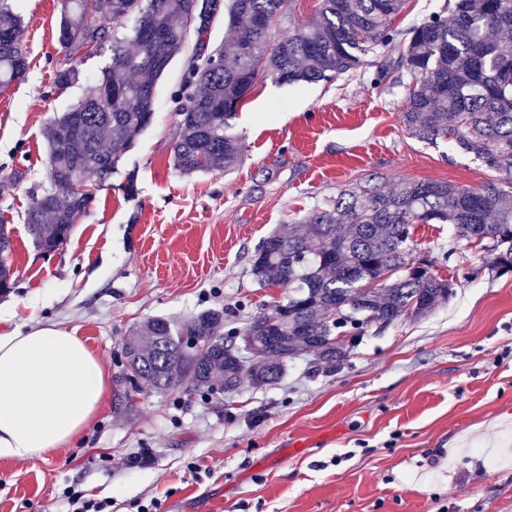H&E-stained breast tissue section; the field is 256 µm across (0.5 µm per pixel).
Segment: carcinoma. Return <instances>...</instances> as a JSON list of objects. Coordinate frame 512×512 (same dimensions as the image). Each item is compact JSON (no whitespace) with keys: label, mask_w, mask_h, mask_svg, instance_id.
I'll return each instance as SVG.
<instances>
[{"label":"carcinoma","mask_w":512,"mask_h":512,"mask_svg":"<svg viewBox=\"0 0 512 512\" xmlns=\"http://www.w3.org/2000/svg\"><path fill=\"white\" fill-rule=\"evenodd\" d=\"M294 0H62L58 41L64 58L53 86L85 79L80 65L109 52L88 95L51 125L46 152L50 187L30 207L36 246L54 253L112 178L124 154L152 123L156 87L184 57L171 100L180 134L172 148L184 174L229 171L242 159L233 119L259 74L282 83H317L355 70L361 56L388 49L401 75L376 71L405 89L402 120L416 139H448L496 173L478 192L443 181H405L390 191L346 187L258 245L252 275L263 288L288 289L283 306L224 331V310L180 321L149 319L122 343L127 355L117 383L158 392L188 382L233 392L269 385L288 362L314 354L328 368L348 357L342 336L372 325L422 318L450 297L448 281L410 261L416 224H450L463 240H485L488 264L512 269V0H455L452 15L435 13L407 32L390 26L404 0H320L316 21L277 36ZM224 19L229 50L211 43ZM17 0H0V88L28 70ZM112 89V98L104 92ZM67 187L63 195L53 188ZM12 228L0 224V293L12 288ZM373 281L369 288L366 281ZM253 337L245 351L236 340ZM204 349L187 346L189 339Z\"/></svg>","instance_id":"1"}]
</instances>
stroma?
Listing matches in <instances>:
<instances>
[{
    "mask_svg": "<svg viewBox=\"0 0 512 512\" xmlns=\"http://www.w3.org/2000/svg\"><path fill=\"white\" fill-rule=\"evenodd\" d=\"M26 75L0 89V222L13 229L15 284L0 295V334L76 330L108 378L122 341L149 318L208 308L232 319L286 301L251 275L264 237L296 212L374 179L440 180L476 190L493 177L447 139L405 130L404 89L372 83L387 51L329 82L259 76L234 121V172L185 176L170 163L179 134L174 60L149 128L57 252L25 223L47 185L46 137L81 97L54 90L60 0H20ZM135 197H126L127 181ZM413 256L452 285L426 317L369 328L335 369L307 355L283 378L232 394L148 386L126 408L114 393L84 435L44 459H0V512H65L74 488L112 512H512V271L445 224L414 230ZM141 448L150 466L133 463Z\"/></svg>",
    "mask_w": 512,
    "mask_h": 512,
    "instance_id": "35a3bbf8",
    "label": "stroma"
}]
</instances>
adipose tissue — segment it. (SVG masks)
Instances as JSON below:
<instances>
[{
  "mask_svg": "<svg viewBox=\"0 0 512 512\" xmlns=\"http://www.w3.org/2000/svg\"><path fill=\"white\" fill-rule=\"evenodd\" d=\"M100 361L57 325L0 334V458L42 459L71 445L106 396Z\"/></svg>",
  "mask_w": 512,
  "mask_h": 512,
  "instance_id": "1",
  "label": "adipose tissue"
}]
</instances>
